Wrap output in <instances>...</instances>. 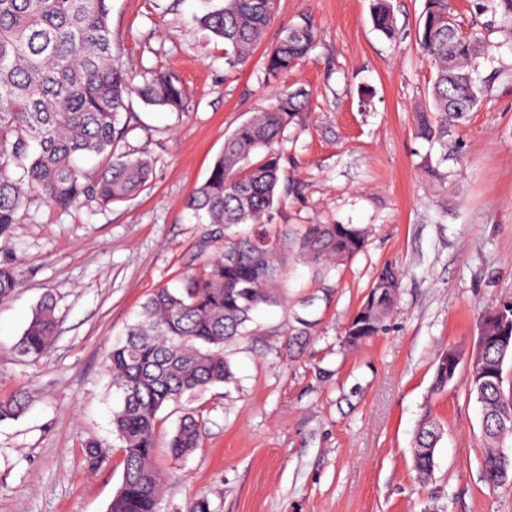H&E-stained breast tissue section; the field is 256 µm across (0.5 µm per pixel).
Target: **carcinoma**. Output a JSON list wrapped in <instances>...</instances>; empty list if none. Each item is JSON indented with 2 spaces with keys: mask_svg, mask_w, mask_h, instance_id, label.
<instances>
[{
  "mask_svg": "<svg viewBox=\"0 0 512 512\" xmlns=\"http://www.w3.org/2000/svg\"><path fill=\"white\" fill-rule=\"evenodd\" d=\"M112 0H0V236L19 223L30 195L61 210L95 199L103 205L123 202L151 182L148 156L123 151L126 128L121 114L132 97L169 112L191 105L187 86L175 74L155 70L134 83L112 41ZM277 18V0H224L196 17L208 36L224 41L228 63L242 64ZM374 28L395 35L387 0L373 5ZM316 31L301 16L266 53L270 82L305 60ZM416 42L435 68L430 101L419 114V135L445 145L451 128L477 107L484 93L472 77V61L481 40L463 30L449 0H425ZM306 94L290 91L239 124L224 138V148L204 183L189 196L186 208L211 227L206 243L214 248L203 269L182 279V288H158L142 305L124 342L112 346L106 368L122 394L113 411V432L121 442L123 475L108 512H158L163 476L154 464L158 414L186 393L230 384L233 374L224 345L247 333L252 314L281 303V276L292 251L318 267L323 277L365 248L368 229L355 224H305L270 234L280 198L281 154L275 148L305 105ZM79 156L98 158L89 176L76 164ZM250 224V235L229 230ZM17 284L15 268L0 264V300ZM400 275L380 268L366 300L345 328L356 345L377 335L391 313ZM56 301L45 295L19 344L27 358L41 356L56 330ZM481 345L471 353L466 385L483 411V478L493 488H512V459L501 455L512 438V390L505 391L503 367L512 359V303L495 307L480 326ZM440 352L433 392H444L455 378L448 355ZM202 418L186 409L166 445L179 459L198 447ZM441 427L424 421L412 459L421 479L431 476Z\"/></svg>",
  "mask_w": 512,
  "mask_h": 512,
  "instance_id": "cac0c4a2",
  "label": "carcinoma"
}]
</instances>
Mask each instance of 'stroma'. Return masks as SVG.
Masks as SVG:
<instances>
[{"label": "stroma", "instance_id": "obj_1", "mask_svg": "<svg viewBox=\"0 0 512 512\" xmlns=\"http://www.w3.org/2000/svg\"><path fill=\"white\" fill-rule=\"evenodd\" d=\"M452 3L464 26H482L489 57L477 70L489 83L443 148L416 135L434 77L416 44L424 0H390L392 39L374 29L372 0H279L241 69L197 25L201 0H112V40L130 70L175 72L192 103L174 113L132 100L122 149L153 163L140 194L67 211L33 197L0 237V263L20 279L0 302V402L25 398L0 421V512H107L123 457L106 357L153 290L179 287L205 260V227L185 204L225 136L297 89L309 105L278 145L272 224H358L368 240L326 279L289 259L283 303L224 347L233 383L160 411V437L188 406L201 409L203 435L177 460L157 447L159 512L200 497L210 512H512V490L483 479L481 412L464 377L431 391L441 350L471 349L486 311L512 301V34L502 15H479L477 0ZM302 14L317 29L309 58L266 83L264 54ZM387 263L401 272L391 315L350 345L345 326ZM47 293L55 342L22 357L15 346ZM428 417L443 437L424 482L412 448ZM92 440L107 452L95 469L84 457Z\"/></svg>", "mask_w": 512, "mask_h": 512}]
</instances>
